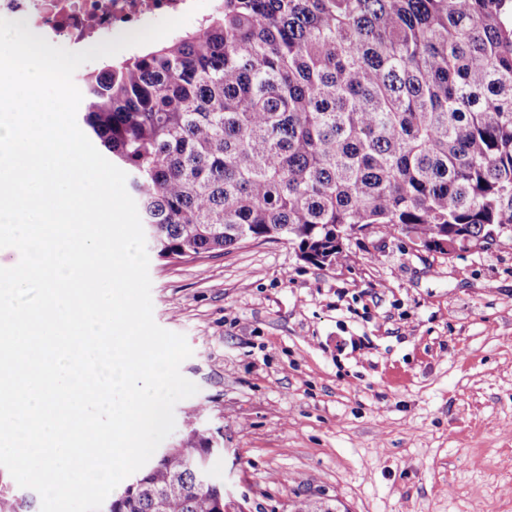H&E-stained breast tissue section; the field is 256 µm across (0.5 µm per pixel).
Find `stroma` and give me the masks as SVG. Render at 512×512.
I'll list each match as a JSON object with an SVG mask.
<instances>
[{"instance_id": "1", "label": "stroma", "mask_w": 512, "mask_h": 512, "mask_svg": "<svg viewBox=\"0 0 512 512\" xmlns=\"http://www.w3.org/2000/svg\"><path fill=\"white\" fill-rule=\"evenodd\" d=\"M153 318L222 450L231 512H512V237L444 254L399 233L317 267L284 241L149 257Z\"/></svg>"}]
</instances>
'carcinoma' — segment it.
<instances>
[{
    "label": "carcinoma",
    "mask_w": 512,
    "mask_h": 512,
    "mask_svg": "<svg viewBox=\"0 0 512 512\" xmlns=\"http://www.w3.org/2000/svg\"><path fill=\"white\" fill-rule=\"evenodd\" d=\"M157 256L348 230L444 253L512 233V0H218L197 29L79 74ZM191 427L100 512H221ZM0 480V512H36Z\"/></svg>",
    "instance_id": "1"
}]
</instances>
